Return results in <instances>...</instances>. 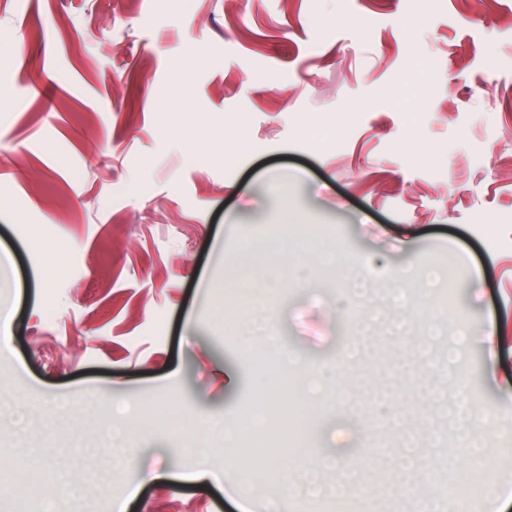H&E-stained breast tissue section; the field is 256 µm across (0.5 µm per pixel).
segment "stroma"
<instances>
[{"instance_id": "stroma-1", "label": "stroma", "mask_w": 512, "mask_h": 512, "mask_svg": "<svg viewBox=\"0 0 512 512\" xmlns=\"http://www.w3.org/2000/svg\"><path fill=\"white\" fill-rule=\"evenodd\" d=\"M476 2L0 0V512L23 471L42 486L26 512H303L288 475L328 457L401 512L399 480L432 501L430 473L460 471L466 368L501 451L466 504L512 512V349L479 343L512 326V0ZM356 277L378 316L341 308ZM426 299L463 357L394 332ZM291 354L344 376L312 445L295 455L268 401L227 465L216 426Z\"/></svg>"}]
</instances>
